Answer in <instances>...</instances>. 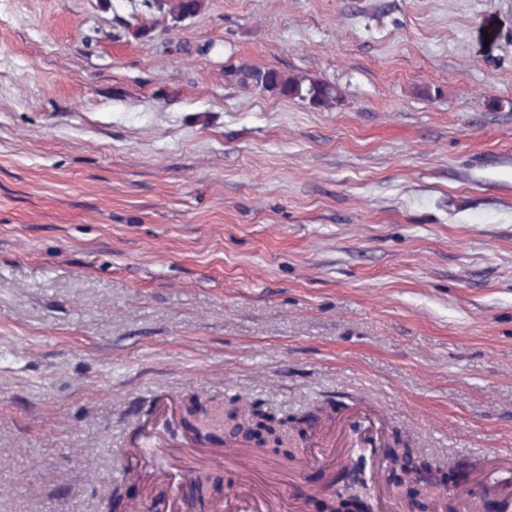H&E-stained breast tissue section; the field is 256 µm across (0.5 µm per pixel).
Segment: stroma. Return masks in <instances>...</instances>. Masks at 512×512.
<instances>
[{
    "label": "stroma",
    "instance_id": "1",
    "mask_svg": "<svg viewBox=\"0 0 512 512\" xmlns=\"http://www.w3.org/2000/svg\"><path fill=\"white\" fill-rule=\"evenodd\" d=\"M244 68L336 86L320 108ZM291 415L283 506L369 429L498 512L512 451V0H0V512H102L166 406Z\"/></svg>",
    "mask_w": 512,
    "mask_h": 512
}]
</instances>
